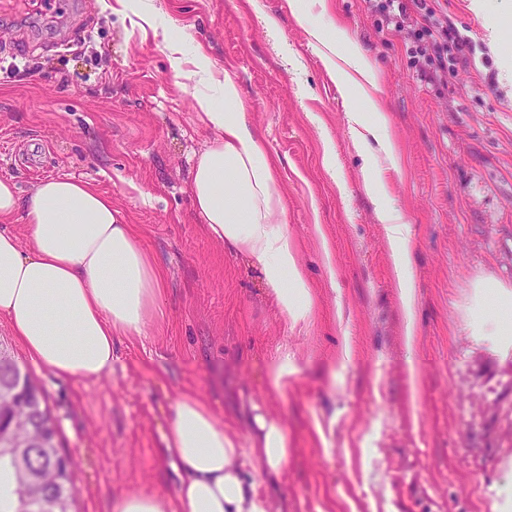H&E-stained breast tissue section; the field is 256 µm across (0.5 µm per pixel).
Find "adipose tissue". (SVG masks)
Masks as SVG:
<instances>
[{
  "label": "adipose tissue",
  "instance_id": "ef3b65f1",
  "mask_svg": "<svg viewBox=\"0 0 512 512\" xmlns=\"http://www.w3.org/2000/svg\"><path fill=\"white\" fill-rule=\"evenodd\" d=\"M309 33L325 48L328 66L342 60L353 67L343 80L361 77L362 100L371 103L376 70L347 32L337 29L331 38L318 26ZM170 50L171 67L194 83V108L211 132L190 171L198 223L211 240L259 264L266 292L282 314L307 320L315 299L283 221L276 165L248 119L237 80L217 71L203 49L188 56L174 42ZM349 117L353 137L373 136L387 167L397 168L388 114L356 109ZM366 187L385 226L400 302L412 312V228L393 205L382 170H368ZM17 222L23 232L14 230ZM163 289L159 265L109 195L71 176L39 180L25 194L12 180L0 179V320L34 365L77 382L109 376L115 340L143 332L158 315ZM169 410L163 443L179 473L175 505L154 492L126 493L113 498L112 512H271L272 501L258 486L280 478L288 466L282 419L254 407L245 450L200 393L176 392Z\"/></svg>",
  "mask_w": 512,
  "mask_h": 512
}]
</instances>
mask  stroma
Segmentation results:
<instances>
[{"instance_id": "stroma-1", "label": "stroma", "mask_w": 512, "mask_h": 512, "mask_svg": "<svg viewBox=\"0 0 512 512\" xmlns=\"http://www.w3.org/2000/svg\"><path fill=\"white\" fill-rule=\"evenodd\" d=\"M151 2L236 76L278 162L284 222L316 304L309 321L292 322L265 298L258 263L197 223L189 171L210 132L164 34H143L114 0L0 14V178L25 192L51 176L95 185L165 281L160 316L116 341L120 361L98 383L30 366L0 321V341L45 391L76 462V512H111L123 491L174 499L179 474L162 434L178 390L205 395L237 430L255 403L282 415V512H512V345L476 331L479 282L512 292V0H431L472 45L469 65L436 85L367 0H326L304 22L289 0ZM329 20L379 72L373 100L401 157L388 189L413 232L409 314L364 183L379 145L353 141L347 114L358 102L308 32ZM28 64L33 76H7ZM328 140L341 186L325 168ZM284 350L297 372L277 400L266 372Z\"/></svg>"}]
</instances>
